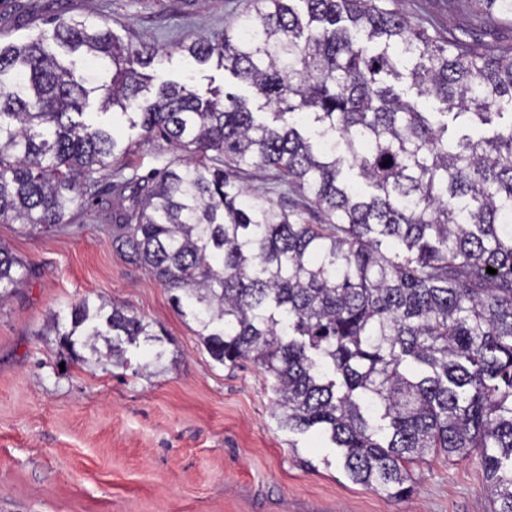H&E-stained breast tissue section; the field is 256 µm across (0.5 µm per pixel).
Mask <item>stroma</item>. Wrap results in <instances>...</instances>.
Instances as JSON below:
<instances>
[{"mask_svg": "<svg viewBox=\"0 0 512 512\" xmlns=\"http://www.w3.org/2000/svg\"><path fill=\"white\" fill-rule=\"evenodd\" d=\"M248 0H0V45L51 35L58 18L109 20L122 42L156 44L145 97L159 79L193 73L199 89L260 101L217 61L188 66L178 42L214 38L236 23ZM400 10L438 29L479 34L466 0H400ZM123 143H135L139 174L183 163V152L140 140L126 118L100 113ZM240 183L263 192L304 223L321 214L299 192L250 169ZM122 203L111 189L69 224L28 232L0 224V243L33 273L0 304V512H489L479 454L416 467L401 499L353 483L338 448L315 433L282 427L272 383L251 362L213 361L196 321L171 293L112 245L100 210ZM110 300L148 323L160 343L130 349L126 369L61 366L54 339L42 337L49 313L81 299ZM163 351L160 364L148 356Z\"/></svg>", "mask_w": 512, "mask_h": 512, "instance_id": "35a3bbf8", "label": "stroma"}]
</instances>
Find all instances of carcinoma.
I'll return each mask as SVG.
<instances>
[{
  "instance_id": "1",
  "label": "carcinoma",
  "mask_w": 512,
  "mask_h": 512,
  "mask_svg": "<svg viewBox=\"0 0 512 512\" xmlns=\"http://www.w3.org/2000/svg\"><path fill=\"white\" fill-rule=\"evenodd\" d=\"M398 3L249 0L224 34L180 44L253 88L271 124L231 93L202 98L190 74L141 98L160 48L106 20L60 18L49 40L0 46V223L50 231L129 167L132 145L87 119L95 101L119 108L189 160L115 184L133 204L108 216L112 246L176 292L210 357L273 377L280 423L325 435L352 482L404 497L410 465L476 450L491 512H512V126L451 138L393 85L491 125L512 116V44L430 32ZM468 4L489 36L512 22V0ZM252 166L324 223L244 189ZM27 273L0 243V301ZM69 316L45 326L82 362L123 366L152 339L115 304Z\"/></svg>"
}]
</instances>
